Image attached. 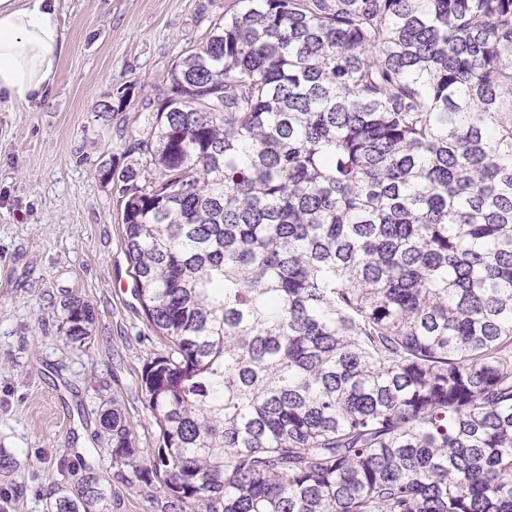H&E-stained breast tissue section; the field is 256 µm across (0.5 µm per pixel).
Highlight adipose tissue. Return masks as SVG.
I'll list each match as a JSON object with an SVG mask.
<instances>
[{"mask_svg":"<svg viewBox=\"0 0 512 512\" xmlns=\"http://www.w3.org/2000/svg\"><path fill=\"white\" fill-rule=\"evenodd\" d=\"M58 0H0V99L28 106L53 86L66 41Z\"/></svg>","mask_w":512,"mask_h":512,"instance_id":"adipose-tissue-1","label":"adipose tissue"}]
</instances>
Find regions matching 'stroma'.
<instances>
[{
	"mask_svg": "<svg viewBox=\"0 0 512 512\" xmlns=\"http://www.w3.org/2000/svg\"><path fill=\"white\" fill-rule=\"evenodd\" d=\"M59 5L67 49L54 85L27 109L0 104V448L18 462L0 470V512H49L51 492L80 481L75 455L88 448L112 489L109 512H157L163 486L115 464L99 425L118 399L138 448L151 454L159 428L136 382L147 358L165 350L135 295L120 185L102 172L135 164L129 141L146 128L149 100L236 2ZM124 87V111H100ZM69 294L97 314L77 348L58 330Z\"/></svg>",
	"mask_w": 512,
	"mask_h": 512,
	"instance_id": "1",
	"label": "stroma"
}]
</instances>
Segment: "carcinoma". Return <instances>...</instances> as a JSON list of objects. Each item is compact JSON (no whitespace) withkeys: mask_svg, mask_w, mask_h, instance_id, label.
<instances>
[{"mask_svg":"<svg viewBox=\"0 0 512 512\" xmlns=\"http://www.w3.org/2000/svg\"><path fill=\"white\" fill-rule=\"evenodd\" d=\"M236 2L103 172L167 344L113 462L160 512H512V0Z\"/></svg>","mask_w":512,"mask_h":512,"instance_id":"1","label":"carcinoma"}]
</instances>
